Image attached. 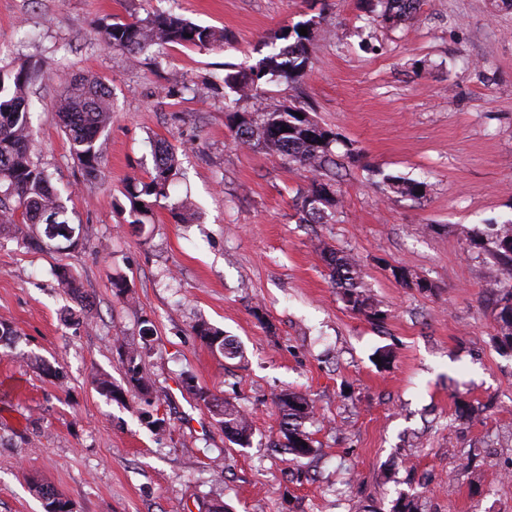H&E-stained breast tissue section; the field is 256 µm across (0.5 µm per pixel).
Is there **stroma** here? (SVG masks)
Segmentation results:
<instances>
[{
    "mask_svg": "<svg viewBox=\"0 0 512 512\" xmlns=\"http://www.w3.org/2000/svg\"><path fill=\"white\" fill-rule=\"evenodd\" d=\"M386 0H0V69L23 60L33 152L68 189L78 252L0 233V512H44L31 482L73 512H512V351L496 335L503 277L485 238L512 221V5L420 0L386 20ZM174 13L224 32L223 47L153 46L139 60L98 27ZM311 22L313 65L263 82L265 103L298 106L336 135V204L323 223L298 207L311 174L238 144L226 73ZM92 74L114 112L101 172L85 181L51 118L58 77ZM183 84L170 88L172 75ZM180 162L175 198L196 221L155 208L134 223L130 176L154 146ZM424 183L422 197L391 179ZM356 258L378 319L351 310L322 257ZM70 268L93 305L60 287ZM127 283L131 299L112 294ZM240 345L227 359L193 327ZM150 335H143V327ZM141 355L149 386L128 382L120 348ZM386 349L391 360L375 361ZM62 378H55V371ZM121 390L98 392L95 373ZM202 387L250 418L231 443ZM315 407L313 455L280 446L282 391ZM151 412L163 421L143 419Z\"/></svg>",
    "mask_w": 512,
    "mask_h": 512,
    "instance_id": "stroma-1",
    "label": "stroma"
}]
</instances>
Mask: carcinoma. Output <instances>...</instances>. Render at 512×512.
<instances>
[{
  "mask_svg": "<svg viewBox=\"0 0 512 512\" xmlns=\"http://www.w3.org/2000/svg\"><path fill=\"white\" fill-rule=\"evenodd\" d=\"M302 22L294 28L295 39L276 53L264 57L255 66L229 72L224 85L238 95L225 105L229 110V128L235 138L248 146L261 145L275 151L301 168L313 173L308 189L302 194L300 209L309 221L318 223L324 218V208L333 205L334 190L331 184V144L336 136L319 125L303 109L291 106L270 108L262 102L261 82L267 76L296 81L303 76L310 64L309 37L299 34ZM102 42L114 49L137 56L156 44H177L199 49H214L224 45V31L197 25L175 14L150 15L133 22H112L100 27ZM41 75V69L25 60L8 72L0 70V231L13 228L25 239L41 246L43 240L63 239L66 249L78 246L74 227L65 218L66 205L61 190L51 183L50 175L34 161L31 143L34 137L33 106L29 95L30 85ZM62 93L57 103L54 119L66 134L73 157L87 180L100 173L106 139L103 135L112 123L111 91L94 76L59 79ZM242 101L251 102L250 109L238 110ZM289 128L285 132L282 127ZM179 175V162L175 152L166 148L155 152L153 172L146 177L134 176L129 180L126 197L130 212L137 216L135 223L153 214L160 201L170 198V190ZM392 189L406 196H420L421 182L391 180ZM142 207H136V204ZM175 218L181 224H191L195 214L184 201L171 204ZM494 244L493 256L512 279V250L501 243H512V222L492 225L489 233ZM331 268L334 285L341 290L352 309L370 319L379 317L361 290V270L356 259L340 255L331 248H323ZM58 282L71 298L84 304L86 295L81 291L71 270L57 271ZM503 306L497 325L501 343L512 350V284L501 288ZM194 332L210 346L229 358L239 355L224 333L205 322L194 326ZM139 354L127 351L122 358L129 382L145 395L148 384L141 375ZM204 403L216 408L220 423L230 440L245 447L249 444L252 427L247 416L233 403L210 397L196 389ZM282 411L284 447L295 457H306L315 452L310 433L303 428L305 421L313 418L310 401L302 394L285 391L277 396ZM33 491L43 500L47 512H57L61 494L48 485L37 484Z\"/></svg>",
  "mask_w": 512,
  "mask_h": 512,
  "instance_id": "obj_1",
  "label": "carcinoma"
}]
</instances>
